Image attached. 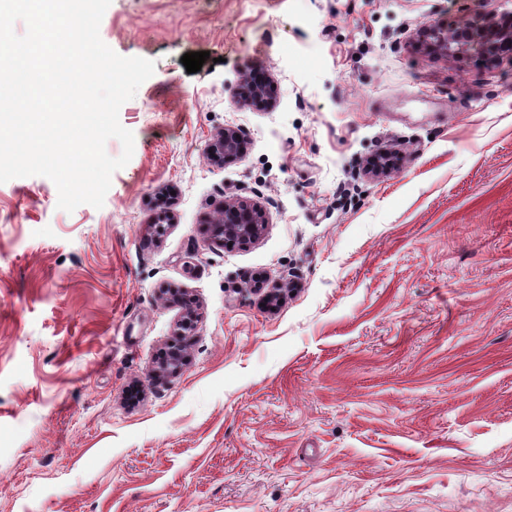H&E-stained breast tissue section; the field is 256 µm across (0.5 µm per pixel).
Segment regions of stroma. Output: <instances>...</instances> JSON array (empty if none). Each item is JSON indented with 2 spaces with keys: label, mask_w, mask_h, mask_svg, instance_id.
<instances>
[{
  "label": "stroma",
  "mask_w": 512,
  "mask_h": 512,
  "mask_svg": "<svg viewBox=\"0 0 512 512\" xmlns=\"http://www.w3.org/2000/svg\"><path fill=\"white\" fill-rule=\"evenodd\" d=\"M511 12L111 0L102 40L155 71L103 207L0 183V512H512V52L422 33ZM256 68L274 107L233 98ZM227 126L245 148L220 167ZM233 199L268 216L243 248L209 233ZM166 288L201 324L157 383ZM240 135L238 130L225 127L224 131L209 144L208 154L214 164L224 165V159L238 153Z\"/></svg>",
  "instance_id": "1"
}]
</instances>
